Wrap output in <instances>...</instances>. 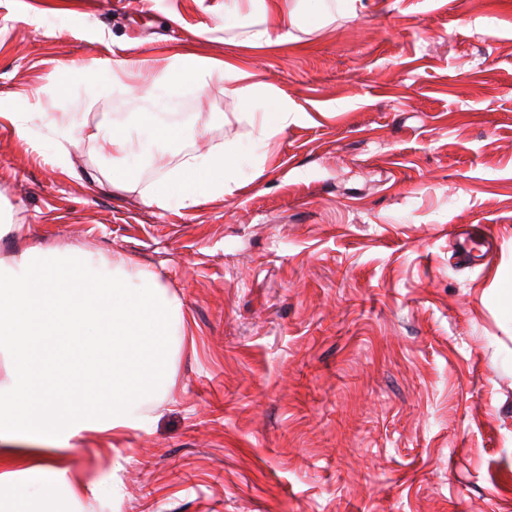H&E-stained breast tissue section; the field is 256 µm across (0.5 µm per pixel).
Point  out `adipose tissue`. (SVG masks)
Segmentation results:
<instances>
[{
    "instance_id": "obj_1",
    "label": "adipose tissue",
    "mask_w": 512,
    "mask_h": 512,
    "mask_svg": "<svg viewBox=\"0 0 512 512\" xmlns=\"http://www.w3.org/2000/svg\"><path fill=\"white\" fill-rule=\"evenodd\" d=\"M282 0H224V25L232 27L248 16L252 22L245 42L253 48L294 41L295 10H282ZM159 66L153 85L141 96L161 101L164 92L191 86L206 98L213 85L225 97L243 103L273 101L271 111L243 113L258 122L255 149L241 156L233 145L208 147L182 155L165 175L144 184L129 172L127 161L140 156L145 145L125 128L60 121L54 123L58 165L77 176L71 148L104 141L116 164L106 179L108 188L140 195L146 205L161 210L186 208L199 199L216 201L245 189L237 173L241 163L263 171L270 145L289 125L308 121L288 96L275 93L257 73L201 56L184 45L164 57L99 58L79 73L99 98L119 88L131 91V79ZM179 298L169 293L149 271L132 268L123 257L103 269L76 251L30 248L0 259V503L13 512H31L33 497H77L95 491V484L74 485L61 467L73 442L83 433L117 434L147 428L143 403L170 382L175 347L173 327L182 323ZM28 443V455L44 478L31 488L27 469L17 467L15 443Z\"/></svg>"
}]
</instances>
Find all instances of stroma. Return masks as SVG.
Returning <instances> with one entry per match:
<instances>
[{"instance_id": "35a3bbf8", "label": "stroma", "mask_w": 512, "mask_h": 512, "mask_svg": "<svg viewBox=\"0 0 512 512\" xmlns=\"http://www.w3.org/2000/svg\"><path fill=\"white\" fill-rule=\"evenodd\" d=\"M222 0H0V96H28L31 150L0 122V210L26 248L121 255L183 304L194 342L147 429L86 433L66 460L98 494L48 512H512V0H361L261 50ZM200 55L253 68L309 113L234 196L163 211L63 175L52 121L125 126L71 66ZM158 113L184 136L132 161L149 181L200 139L254 147L212 89ZM492 253L463 264L464 236Z\"/></svg>"}]
</instances>
